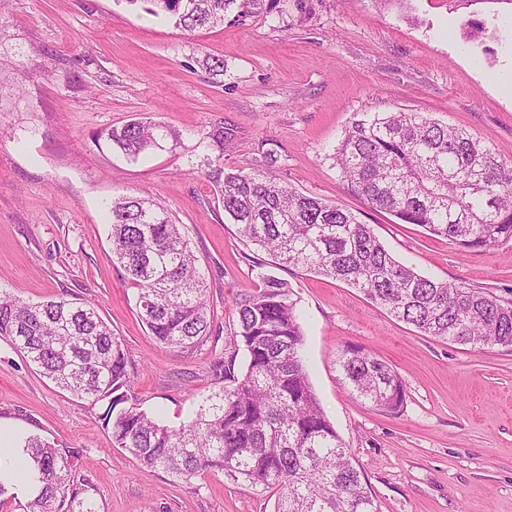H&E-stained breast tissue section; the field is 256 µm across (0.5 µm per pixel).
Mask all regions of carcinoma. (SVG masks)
Listing matches in <instances>:
<instances>
[{"label":"carcinoma","instance_id":"carcinoma-1","mask_svg":"<svg viewBox=\"0 0 512 512\" xmlns=\"http://www.w3.org/2000/svg\"><path fill=\"white\" fill-rule=\"evenodd\" d=\"M185 31L214 28L228 16L242 25L277 0H126ZM129 158L163 148L178 131L140 121L100 134ZM235 131L219 123L202 141L206 176L229 223L238 226L259 288L235 297L233 344L247 352L215 363L226 385L202 397L195 418L178 428L141 407L129 351L91 303L60 297L27 303L0 290V340L11 344L57 387L107 402L113 445L141 465L188 481L221 471L236 485L275 496L274 512H380L363 472L327 420L303 364L298 298L267 264L342 281L421 334L459 345L512 350V300L435 281L397 262L372 227L333 201L305 195L268 172L276 151L261 152L248 173L224 167ZM347 190L369 208L419 224L472 250L512 242V160L472 133L425 112H361L331 155ZM113 254L137 288L139 318L161 344L198 349L212 335L215 311L190 242L172 213L151 201H112ZM342 379L390 415L406 385L383 360L356 346L339 357ZM22 456L33 492L24 512H97L90 486L75 479L74 452L28 436Z\"/></svg>","mask_w":512,"mask_h":512}]
</instances>
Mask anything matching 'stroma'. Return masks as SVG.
<instances>
[{
	"mask_svg": "<svg viewBox=\"0 0 512 512\" xmlns=\"http://www.w3.org/2000/svg\"><path fill=\"white\" fill-rule=\"evenodd\" d=\"M493 39L472 40L448 0H280L246 25L188 32L126 0H0V289L37 303L93 304L126 344L142 406L190 423L234 359V296L259 281L205 175L203 131L234 127L224 166L273 172L370 224L389 253L434 280L512 299V242L474 251L401 224L349 194L331 160L360 112L400 109L467 129L512 160V0H484ZM224 72H205L204 57ZM134 120L179 130L131 160L97 139ZM135 196L169 209L198 257L217 318L203 347L177 353L137 315L112 253L107 211ZM298 297L302 355L322 410L380 512H512V352L420 334L345 283L271 267ZM384 360L407 388L392 416L341 380L345 346ZM104 403L59 389L0 340V426L73 450L98 512H273L274 500L210 472L184 482L114 447Z\"/></svg>",
	"mask_w": 512,
	"mask_h": 512,
	"instance_id": "stroma-1",
	"label": "stroma"
}]
</instances>
